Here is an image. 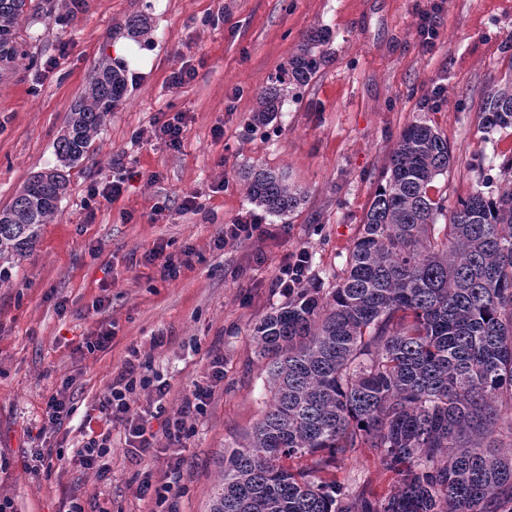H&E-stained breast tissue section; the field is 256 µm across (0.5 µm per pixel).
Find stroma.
I'll use <instances>...</instances> for the list:
<instances>
[{"label": "stroma", "instance_id": "stroma-1", "mask_svg": "<svg viewBox=\"0 0 512 512\" xmlns=\"http://www.w3.org/2000/svg\"><path fill=\"white\" fill-rule=\"evenodd\" d=\"M434 10L437 35L423 43L419 16ZM149 19L131 36L127 20ZM326 28L321 64L264 127L251 123L259 91L309 32ZM36 56L0 83V207L34 174L56 166L66 115L101 60L127 71L128 92L108 116L93 161L69 170V190L30 256L0 283V503L11 512H210L224 454L242 444L269 397L253 325L287 295L275 286L288 252L306 249L309 281L330 289L342 272L388 157L404 128L431 125L453 163L432 184L449 203L497 191L512 164V129L483 133L478 105L512 68V0H84L74 19H24ZM189 67L182 86L170 75ZM186 115L180 147L153 139L163 114ZM248 166L306 193L264 232L217 246L224 225L257 214L240 179ZM124 178L114 202L91 185ZM194 206H184L186 196ZM180 260L164 277L155 248ZM109 348L87 351L99 331ZM167 385L164 397L130 399L157 436L139 457L124 425L112 426L110 470L84 468L76 451L100 428L99 400L130 351ZM224 376L212 381L213 361ZM211 384L204 412L179 444V489L158 485L170 461L165 425L196 386ZM74 413L49 423L51 397ZM51 452L52 466L35 457ZM333 478L353 494L393 485L375 448H360Z\"/></svg>", "mask_w": 512, "mask_h": 512}]
</instances>
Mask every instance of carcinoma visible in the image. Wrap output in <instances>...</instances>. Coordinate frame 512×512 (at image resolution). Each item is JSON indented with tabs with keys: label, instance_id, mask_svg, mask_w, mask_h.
<instances>
[{
	"label": "carcinoma",
	"instance_id": "cac0c4a2",
	"mask_svg": "<svg viewBox=\"0 0 512 512\" xmlns=\"http://www.w3.org/2000/svg\"><path fill=\"white\" fill-rule=\"evenodd\" d=\"M67 21L63 0H0V80L35 56L19 19ZM329 31L306 35L257 95L253 124L306 85ZM127 85L125 69L94 68L56 143L61 168L33 175L0 209V260L36 245L67 193L64 169L92 158ZM485 133L512 128V77L479 104ZM448 141L410 123L393 149L335 288L288 289L253 328L271 399L224 461L211 512H512V173L487 196L448 209L429 187L448 173ZM246 196L273 216L304 201L265 169L243 175ZM449 223L435 230L438 217ZM359 448L380 451L396 483L352 494L321 473ZM316 457L315 467L289 461Z\"/></svg>",
	"mask_w": 512,
	"mask_h": 512
}]
</instances>
